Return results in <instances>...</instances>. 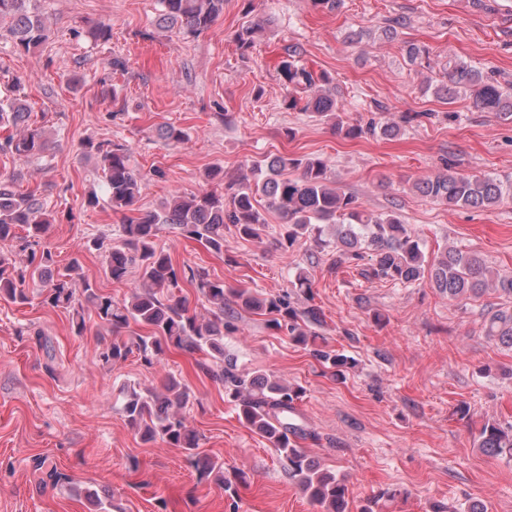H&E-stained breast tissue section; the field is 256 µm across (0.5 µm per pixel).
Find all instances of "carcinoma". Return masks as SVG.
Wrapping results in <instances>:
<instances>
[{
	"label": "carcinoma",
	"mask_w": 512,
	"mask_h": 512,
	"mask_svg": "<svg viewBox=\"0 0 512 512\" xmlns=\"http://www.w3.org/2000/svg\"><path fill=\"white\" fill-rule=\"evenodd\" d=\"M30 0H0V21L6 23L4 35L14 45L29 52L48 38L42 18L31 11ZM158 25L177 29L187 36L208 31L224 13V0H159ZM270 21L243 25L231 39L241 54L254 47ZM300 53L290 48L280 61L278 74L287 91L286 105L292 110L311 112L320 117H336V127L347 138L363 135L394 138L402 125L419 122L425 112H405L399 120L384 124L372 121L362 125L339 118L343 105L330 88L331 77L301 63ZM448 81L434 87V94L451 101L460 92H468L476 108L512 117V86L504 87L493 76L472 68L462 61H448L443 67ZM0 124L19 129L0 142V153L27 162L39 160L51 150L45 130L32 121V111L11 96L0 99ZM159 137L169 145L185 140V131L174 124L159 129ZM84 153L95 155L112 210L122 215L117 239L103 234L87 241L86 247L104 257V274L122 282L129 267L139 270L140 282L121 301L101 292L90 282L82 290L74 288L72 274L76 264L64 272L51 273L53 258L44 239L52 215L32 191L17 188L13 176L0 178V241L20 239L28 251L25 268H17L11 259L0 254V297L12 303L29 302L27 282L38 287L43 302L53 308L72 313L77 334L85 328L84 306L93 307L102 328L112 335V342L100 353L104 365L114 367L137 354L151 365L165 349L173 345L199 352L206 362L200 368L224 387V393L235 403L240 422L266 437L288 462V475L309 501L323 512H346L347 485L344 477L324 470L311 459L298 440L306 438L305 429L295 424V403L302 396L297 385L284 383L273 376L250 373L236 359L224 355V337L237 331L231 320H224V300L230 295L244 312L268 317L270 325L286 327L291 340L298 345L309 343L310 331L299 324L319 322V312L309 308L303 312L289 306L283 297H259L245 288H229L221 280H213L203 269L190 270L186 280L194 285L213 309L212 317L198 319L189 313L186 301L171 289L178 287L180 272L170 254L159 248L156 238L164 225L179 229L182 235L204 243L215 254L224 253V227L232 225L242 238H258L267 228L259 209V198L266 207L277 212L284 221L283 241L292 248L314 232L322 233V225L336 226V245L340 260L352 262L369 259L363 270L369 279L411 285L423 279L440 294L453 300H468L492 288L512 301V274L494 272L483 257L473 251L446 248L427 264L422 243L400 215L393 211L374 214L357 199L339 187L329 161L320 156L290 158L267 155L251 165L252 177L231 180L224 191L202 190L197 193H174L156 211L139 209L143 175L130 165L129 149L110 140L91 141L83 145ZM297 175H288V170ZM411 190L437 204L488 210L512 195V179L492 175H467L456 171L455 162L442 158L441 170L414 182ZM485 336L504 347L512 348V305L489 312ZM313 356L331 376H345L348 358L333 350L313 349ZM190 387L174 376L169 377L163 391L123 387L119 409L128 423L141 432L145 441L161 440L172 448H180L191 458L199 457V437L190 430L183 414L193 401ZM482 451L512 461V424L485 421L477 435ZM206 475L224 486V464L201 459ZM47 477L58 484H68L69 491L84 498L94 512H118L110 498H102L91 485L72 481L56 470Z\"/></svg>",
	"instance_id": "carcinoma-1"
}]
</instances>
